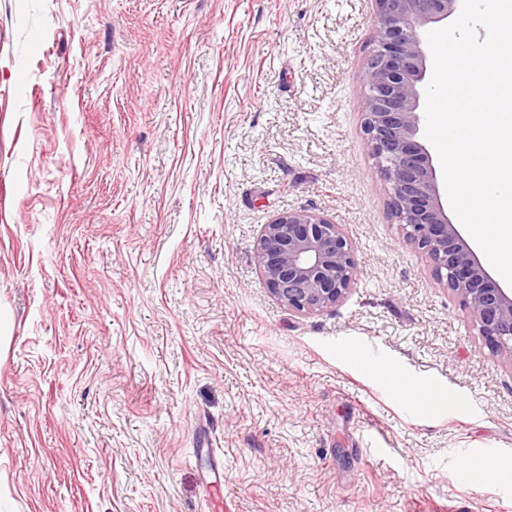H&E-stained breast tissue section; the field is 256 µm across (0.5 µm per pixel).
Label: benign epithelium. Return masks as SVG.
I'll use <instances>...</instances> for the list:
<instances>
[{
	"label": "benign epithelium",
	"instance_id": "obj_1",
	"mask_svg": "<svg viewBox=\"0 0 512 512\" xmlns=\"http://www.w3.org/2000/svg\"><path fill=\"white\" fill-rule=\"evenodd\" d=\"M375 35L363 67V130L403 240L417 246L432 275L468 311L491 354L512 367V291L499 286L448 217L432 155L419 141L420 84L427 76L425 27L454 14L461 0H373ZM254 262L269 292L299 314L336 307L360 271L354 246L332 219L294 209L263 225Z\"/></svg>",
	"mask_w": 512,
	"mask_h": 512
}]
</instances>
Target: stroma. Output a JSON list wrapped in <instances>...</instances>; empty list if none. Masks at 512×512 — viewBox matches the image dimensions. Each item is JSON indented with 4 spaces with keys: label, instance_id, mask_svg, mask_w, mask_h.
<instances>
[{
    "label": "stroma",
    "instance_id": "35a3bbf8",
    "mask_svg": "<svg viewBox=\"0 0 512 512\" xmlns=\"http://www.w3.org/2000/svg\"><path fill=\"white\" fill-rule=\"evenodd\" d=\"M374 32L372 0H0V512H512V457L467 454L512 448V368L390 215ZM300 208L361 263L307 315L254 263Z\"/></svg>",
    "mask_w": 512,
    "mask_h": 512
}]
</instances>
